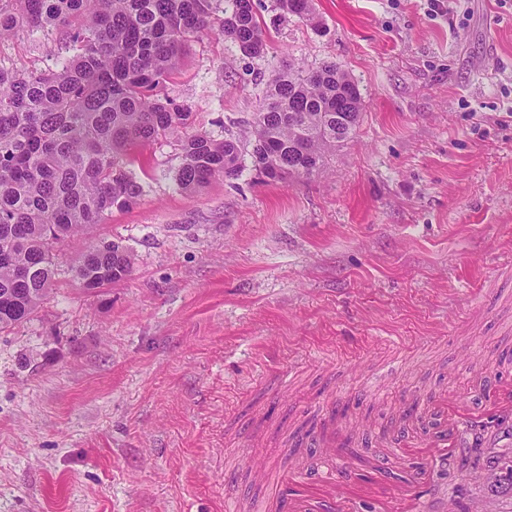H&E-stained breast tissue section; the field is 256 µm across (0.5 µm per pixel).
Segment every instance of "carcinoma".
<instances>
[{
    "label": "carcinoma",
    "mask_w": 512,
    "mask_h": 512,
    "mask_svg": "<svg viewBox=\"0 0 512 512\" xmlns=\"http://www.w3.org/2000/svg\"><path fill=\"white\" fill-rule=\"evenodd\" d=\"M0 0V41L22 28L53 41L56 70L0 67V331L30 320L71 238L93 237L112 209L145 193L141 150L174 142L180 190L193 194L242 171L239 141L196 128L193 113L166 94L191 39L219 24L250 58L267 43L255 0ZM285 16L321 30L313 0H275ZM224 17L216 18L217 13ZM357 84L335 62L290 67L272 77L249 125L257 174L282 181L320 171L355 134ZM128 248L88 245L70 267L95 290L130 275Z\"/></svg>",
    "instance_id": "cac0c4a2"
}]
</instances>
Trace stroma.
Listing matches in <instances>:
<instances>
[{"instance_id":"1","label":"stroma","mask_w":512,"mask_h":512,"mask_svg":"<svg viewBox=\"0 0 512 512\" xmlns=\"http://www.w3.org/2000/svg\"><path fill=\"white\" fill-rule=\"evenodd\" d=\"M263 58L213 33L167 87L196 123L235 138L269 76L339 63L361 93L352 139L307 177L245 166L193 196L174 144L96 238L132 272L89 292L68 270L27 322L0 332V512H224L260 498L236 471L276 468L261 428L305 426L335 396L358 417L446 391L474 394L469 362L512 348V298L483 293L512 254V0H315L326 31L255 0ZM0 65L54 69L24 30ZM472 474L433 470L423 512H446Z\"/></svg>"}]
</instances>
